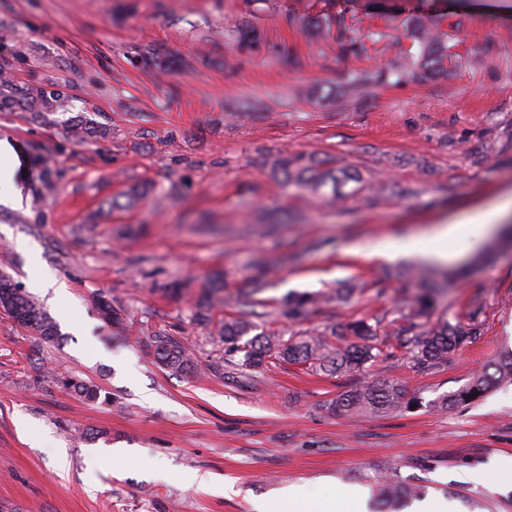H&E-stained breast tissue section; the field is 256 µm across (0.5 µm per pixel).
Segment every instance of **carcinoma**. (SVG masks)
<instances>
[{"label":"carcinoma","mask_w":512,"mask_h":512,"mask_svg":"<svg viewBox=\"0 0 512 512\" xmlns=\"http://www.w3.org/2000/svg\"><path fill=\"white\" fill-rule=\"evenodd\" d=\"M412 44L418 52L413 53L397 45V56L391 67L380 73H352L347 78L346 89L357 97L367 88L395 78L403 81H430L445 69L448 59L446 35L440 30V20L432 15H409L401 20ZM309 34L316 39L335 38L348 53H356L361 47L359 30L348 23L346 17L338 14L327 16L308 24ZM23 106L37 115L56 112L65 108L66 98L58 91L31 88L25 95ZM70 136L83 141L101 133L98 127L86 119H79L69 128ZM287 185H294L305 194L331 204L347 201L352 197L365 196L376 200L390 191L404 195L406 191L378 180L373 182L351 165L336 167L328 160H307L302 156L283 155L272 163ZM155 186L139 182L129 186L121 195L124 202L112 199V208L125 209L135 206L142 199L153 194ZM271 269L261 266L252 277L251 287L238 300V315L224 320L218 327V335L224 337L226 352L241 351L243 362L249 367L262 365L269 353L289 361L308 363L325 372H350L379 356L381 349L375 343L378 328L384 318L371 324L366 320H356L345 325L330 327V335L344 336V344L335 346L325 333L299 334L287 339L276 331L260 332L244 345L239 341L256 327V321L273 316L286 320L305 319L311 310L333 303L348 302L357 288L349 283L335 292L326 295L302 294L270 310L268 303L257 297L262 290ZM205 294L201 306L211 309L223 302L224 280L217 277L204 286ZM95 305L103 318L112 324L122 322V308L109 302L104 295L95 299ZM434 308V298L425 289L417 297L409 313L403 315L405 322L395 331L397 345L405 350L414 368L420 372L434 371L448 361V354L466 343H471L481 335V324L471 317L466 324H452L447 320L429 323ZM0 310L7 312L20 326L35 332L46 342L58 336L57 326L41 306L13 283L10 276L0 274ZM149 344L154 349L158 361L176 374H195L198 366L192 352L176 336L166 330H158L149 336ZM512 376V354L505 356L493 365L485 367L462 389L444 396L435 405L448 409L470 403L480 397L488 388ZM62 386L86 402H96L101 398V388L83 380L63 375L59 377ZM418 401L406 394L403 386L394 380H371L340 395L332 403V410L339 414L381 415L408 411L416 407ZM417 495L411 485H395L382 488L380 512H399L400 505Z\"/></svg>","instance_id":"1"}]
</instances>
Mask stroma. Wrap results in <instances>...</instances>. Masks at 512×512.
Listing matches in <instances>:
<instances>
[{"mask_svg":"<svg viewBox=\"0 0 512 512\" xmlns=\"http://www.w3.org/2000/svg\"><path fill=\"white\" fill-rule=\"evenodd\" d=\"M344 13L366 35L358 54L308 37L303 20ZM441 15L445 76L389 81L365 96L314 101L319 85L387 69L400 22ZM261 42L239 50L237 32ZM0 77L16 95L58 90L48 120L0 111V139L50 158L55 187L15 172L23 196L0 206V273L22 291L44 276L64 302L37 299L60 335L46 342L0 311V512H256L288 486L304 500L344 489L360 512L384 482L420 488L448 512H508L512 503V380L474 403L434 409L512 352V247L439 299L436 317H477L480 337L433 373L414 369L395 338L362 369L326 375L275 358L242 367L195 319L199 286L227 276L213 322L235 315L255 259L274 260L262 296L358 283L351 303L303 323L399 318L420 288L386 283L388 261L352 253L464 217L512 189V0H0ZM103 136L78 142L77 116ZM333 157L405 196L330 206L260 168L279 155ZM150 180L161 202L114 210L127 184ZM188 293L166 295L174 280ZM105 294L125 321L91 303ZM164 329L191 347L198 374L171 373L149 345ZM101 387L90 404L59 375ZM397 379L422 405L380 417L329 405L358 383ZM193 472L205 479L187 485Z\"/></svg>","mask_w":512,"mask_h":512,"instance_id":"35a3bbf8","label":"stroma"}]
</instances>
